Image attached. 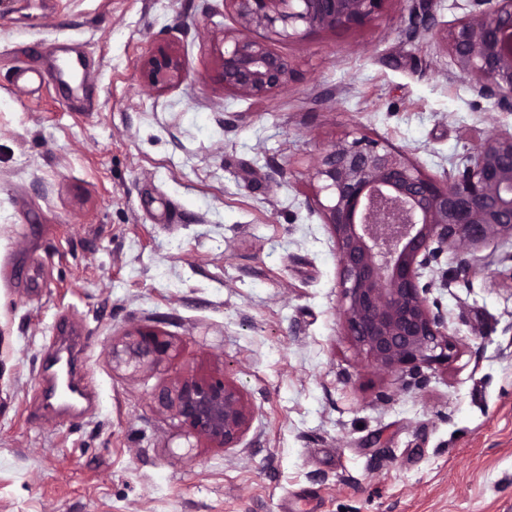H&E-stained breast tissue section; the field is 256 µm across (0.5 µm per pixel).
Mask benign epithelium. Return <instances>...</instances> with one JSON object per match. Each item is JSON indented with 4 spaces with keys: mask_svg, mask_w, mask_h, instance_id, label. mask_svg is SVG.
Returning a JSON list of instances; mask_svg holds the SVG:
<instances>
[{
    "mask_svg": "<svg viewBox=\"0 0 512 512\" xmlns=\"http://www.w3.org/2000/svg\"><path fill=\"white\" fill-rule=\"evenodd\" d=\"M385 0H224L238 28L224 33L214 80L233 93L263 99L294 81V62L271 44L301 41L317 31L362 28ZM459 72L474 87L512 109V0L470 15L447 32ZM153 88H174L181 62L161 47L143 64ZM313 179L324 223L339 258L345 329L354 345L387 372L417 371L446 363L453 352L448 324L434 313L420 285L422 270L448 250L465 271H487L480 249L512 241V134L486 139L456 175L438 180L405 154L366 140L326 149ZM172 343L152 330L125 336L112 350L116 363L134 372L159 363ZM160 408L189 435L235 447L250 411L238 387L223 379H185L157 395Z\"/></svg>",
    "mask_w": 512,
    "mask_h": 512,
    "instance_id": "1",
    "label": "benign epithelium"
}]
</instances>
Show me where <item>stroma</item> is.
<instances>
[{"mask_svg": "<svg viewBox=\"0 0 512 512\" xmlns=\"http://www.w3.org/2000/svg\"><path fill=\"white\" fill-rule=\"evenodd\" d=\"M489 0H386L366 26L276 42L297 76L262 100L213 79L223 0H0V512H512V242L469 274L423 272L456 343L445 364L377 371L343 329L336 244L313 168L367 137L457 173L512 110L476 91L446 35ZM80 90L23 85L58 45ZM186 70L159 92L143 59ZM173 348L134 373V328ZM83 336L93 411L37 381ZM238 386L237 447L185 437L156 394Z\"/></svg>", "mask_w": 512, "mask_h": 512, "instance_id": "1", "label": "stroma"}]
</instances>
